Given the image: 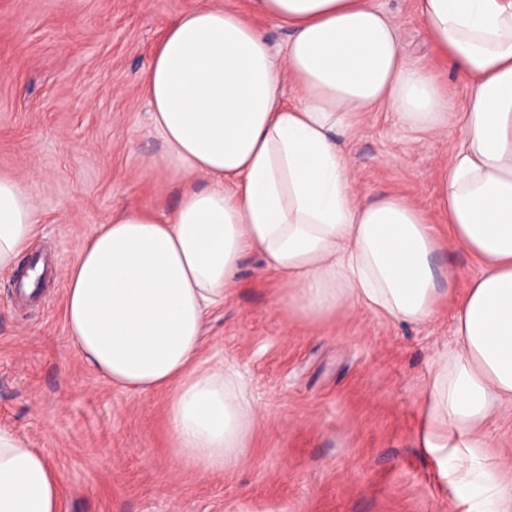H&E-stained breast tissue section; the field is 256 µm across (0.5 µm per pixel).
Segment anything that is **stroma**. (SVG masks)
Segmentation results:
<instances>
[{"label":"stroma","instance_id":"obj_1","mask_svg":"<svg viewBox=\"0 0 512 512\" xmlns=\"http://www.w3.org/2000/svg\"><path fill=\"white\" fill-rule=\"evenodd\" d=\"M231 2L0 0V176L31 189L43 221L27 255L47 267L35 297L0 273V426L47 456L62 512H462L459 488L419 444L435 362L456 346L454 302L419 324L348 306L306 326L277 309L276 281L247 255L201 352L240 373L256 409L246 448L221 474L174 463L169 390L112 386L70 346L62 292L82 245L121 207L161 214L179 197L147 165L162 151L143 88L151 53L179 14ZM376 3L457 114L418 133L380 107L342 144L359 198L400 193L432 212L469 89L435 57L417 0ZM433 264L439 287L459 291L482 269L446 232ZM482 432L485 462L512 482V405Z\"/></svg>","mask_w":512,"mask_h":512}]
</instances>
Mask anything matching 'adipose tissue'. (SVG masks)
I'll list each match as a JSON object with an SVG mask.
<instances>
[{"label":"adipose tissue","instance_id":"ef3b65f1","mask_svg":"<svg viewBox=\"0 0 512 512\" xmlns=\"http://www.w3.org/2000/svg\"><path fill=\"white\" fill-rule=\"evenodd\" d=\"M249 6L199 7L162 37L144 87L163 145L156 165L180 186L178 203L165 218L116 212L82 246L63 290L69 342L85 364L126 390L172 388L174 459L216 473L235 465L255 408L237 371L200 366L202 333L247 253L280 277L277 306L302 324L346 305L423 323L449 296L437 285L428 213L395 193L358 200L336 138L380 105L406 128L444 129L447 94L375 0ZM418 6L470 89L439 203L455 241L483 262L458 305L457 348L436 362L422 444L461 488L466 512H512V484L480 457L482 424L512 404V0ZM253 13L287 28L282 49ZM39 223L30 190L0 177L1 272L18 267ZM61 510L46 457L0 427V512Z\"/></svg>","mask_w":512,"mask_h":512}]
</instances>
